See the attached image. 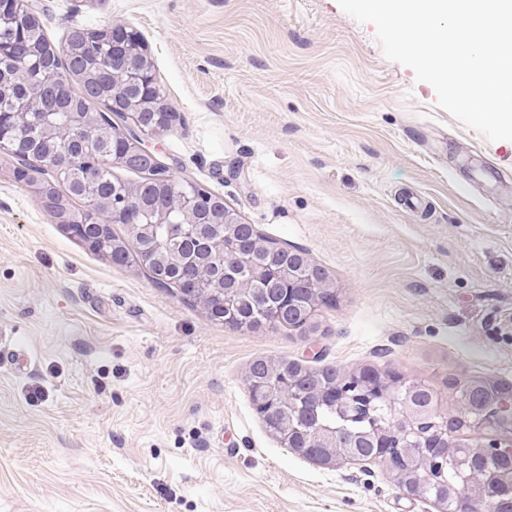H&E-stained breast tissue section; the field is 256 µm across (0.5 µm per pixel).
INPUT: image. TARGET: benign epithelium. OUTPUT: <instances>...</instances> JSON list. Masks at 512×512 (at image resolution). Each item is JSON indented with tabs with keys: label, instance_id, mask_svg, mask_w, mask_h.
<instances>
[{
	"label": "benign epithelium",
	"instance_id": "benign-epithelium-1",
	"mask_svg": "<svg viewBox=\"0 0 512 512\" xmlns=\"http://www.w3.org/2000/svg\"><path fill=\"white\" fill-rule=\"evenodd\" d=\"M30 15L28 0H0V26L20 23ZM98 46L97 57L83 60V70H98L104 64L119 63L112 72L115 95L129 94L133 87L143 88L141 97L125 113V123L112 130V137L123 143L118 150L104 152L99 147L103 134L98 132L100 118L95 115L86 119L75 132L57 128L51 117L65 112L68 103L59 95L57 86L42 85V91L31 104L30 112H11L0 121V153L12 158L19 143L18 133L33 128L50 131L61 139L60 166L53 170L60 176L77 164L84 170L85 183L96 181L98 167L107 164L121 168H158L160 159L150 140L159 132L163 114L148 108L143 102L154 96V74L146 56L145 43L137 31L126 24H114L100 39L89 37ZM16 66L21 70L37 73L48 63L31 55L20 53ZM17 177L38 185V193L48 213L68 233L76 237L88 249L102 253L115 266L128 262L137 253L143 263L156 268L154 281L162 286H174L180 294L203 305L210 314L224 319V324L240 325L235 298L243 294L242 283L252 279L273 278L272 293H282V299L270 307L266 317L278 321L292 330H305L311 325L326 298L332 294L327 274L320 267L303 257V253L288 250L289 260L272 268L259 264L243 272L241 281L229 284L224 274L200 273L203 263L200 256L208 253L231 264L243 254L259 255L265 244L251 224L241 222L238 214L224 201L212 200L210 194L193 185L170 180L169 188L180 197V216L170 218L169 211L144 209L138 206L136 193L122 183L112 184V210L100 209L81 220H73L70 213L54 197L55 186L50 181L37 179V171L21 165L16 167ZM220 214L219 223L224 232L204 243H199V216ZM121 223L129 236L117 240L112 225ZM247 377L264 380L269 401L255 406L263 419L274 417L283 406L289 412L302 414L304 405L295 391L297 371L282 366L272 370L267 358L259 357L250 364ZM406 381L387 378L369 367L343 374L324 387L313 407L329 405L343 421L370 411L378 402L387 403L398 414L397 422L376 424L369 433L377 453L369 464H378L392 470L397 464L399 475L405 484V492L422 498L426 488L445 487L448 493L459 494L460 512H470L474 500L484 501V512H495L494 504L485 499L484 493L495 485H512V468L491 470L483 468L470 456L448 460V436L456 433V419H465V429L472 432L475 456L484 461L490 458L512 460V385L494 378H479L456 388L457 406L453 409L444 403L440 391H435V412L430 427H423L418 408L413 406L411 393H402ZM281 446L289 449L300 447V441L312 439L315 445L305 450L306 459L318 465L331 466L356 464L358 460L351 449L354 442L338 438L336 430L315 428L306 433L296 427L288 429L280 424L270 428ZM453 470L455 483H448V470ZM426 498V497H424ZM437 512H445L447 503L440 498H426Z\"/></svg>",
	"mask_w": 512,
	"mask_h": 512
}]
</instances>
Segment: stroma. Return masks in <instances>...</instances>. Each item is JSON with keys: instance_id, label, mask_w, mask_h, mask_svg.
I'll use <instances>...</instances> for the list:
<instances>
[{"instance_id": "stroma-1", "label": "stroma", "mask_w": 512, "mask_h": 512, "mask_svg": "<svg viewBox=\"0 0 512 512\" xmlns=\"http://www.w3.org/2000/svg\"><path fill=\"white\" fill-rule=\"evenodd\" d=\"M54 46L143 37L176 180L300 249L306 332L212 319L90 251L0 155V512H436L385 468L321 466L254 410L259 356L443 388L512 381V141L441 109L337 0H30Z\"/></svg>"}]
</instances>
